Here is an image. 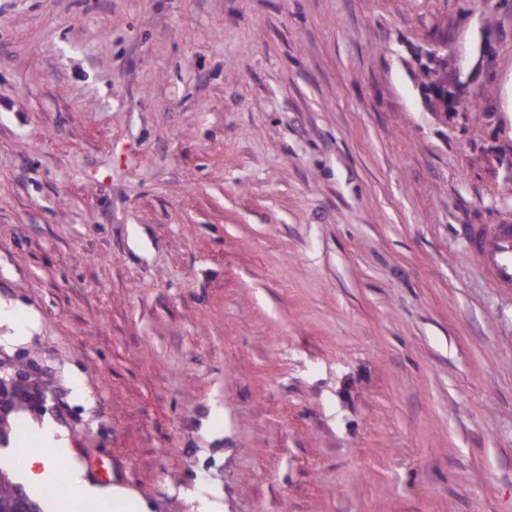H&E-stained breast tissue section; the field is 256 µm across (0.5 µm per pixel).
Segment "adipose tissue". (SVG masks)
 Masks as SVG:
<instances>
[{"mask_svg": "<svg viewBox=\"0 0 512 512\" xmlns=\"http://www.w3.org/2000/svg\"><path fill=\"white\" fill-rule=\"evenodd\" d=\"M34 432L41 441L40 448L17 449L15 459L29 485L37 488L52 484L62 471L84 512H129V498L121 487L100 485L86 478L71 451L67 433L52 419L36 423Z\"/></svg>", "mask_w": 512, "mask_h": 512, "instance_id": "adipose-tissue-1", "label": "adipose tissue"}]
</instances>
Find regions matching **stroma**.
Wrapping results in <instances>:
<instances>
[{
	"instance_id": "obj_1",
	"label": "stroma",
	"mask_w": 512,
	"mask_h": 512,
	"mask_svg": "<svg viewBox=\"0 0 512 512\" xmlns=\"http://www.w3.org/2000/svg\"><path fill=\"white\" fill-rule=\"evenodd\" d=\"M510 73L512 0H0V466L48 416L147 512H512ZM467 236L491 286L512 292V224H471ZM27 366L24 362H18L10 380L0 378V397L2 391L9 396L8 406L28 400L31 398L33 390L41 391L45 386V383L40 382L37 377L32 376L31 372L26 371Z\"/></svg>"
}]
</instances>
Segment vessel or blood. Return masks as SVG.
<instances>
[{
  "mask_svg": "<svg viewBox=\"0 0 512 512\" xmlns=\"http://www.w3.org/2000/svg\"><path fill=\"white\" fill-rule=\"evenodd\" d=\"M467 236L491 286L512 292V224H473Z\"/></svg>",
  "mask_w": 512,
  "mask_h": 512,
  "instance_id": "b4317fda",
  "label": "vessel or blood"
}]
</instances>
